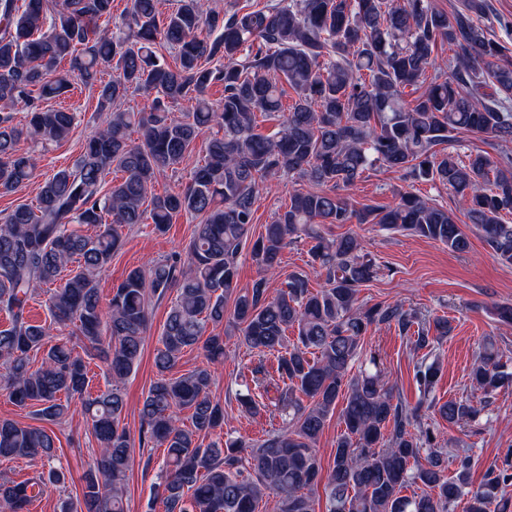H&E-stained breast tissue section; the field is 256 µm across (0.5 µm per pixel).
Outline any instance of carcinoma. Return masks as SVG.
Listing matches in <instances>:
<instances>
[{"instance_id": "carcinoma-1", "label": "carcinoma", "mask_w": 512, "mask_h": 512, "mask_svg": "<svg viewBox=\"0 0 512 512\" xmlns=\"http://www.w3.org/2000/svg\"><path fill=\"white\" fill-rule=\"evenodd\" d=\"M156 2L131 0L116 19L112 0H0V193L35 178V158L17 148L21 138L42 145L70 138L74 113L46 102L69 92L73 81L95 91L98 111L107 113L72 165L39 186L36 205L0 216V313L10 320L0 330V363L8 370L0 386L16 405L40 406L50 422L64 417L62 400H80L99 443L82 497L63 502L64 512H125L131 448L120 427V383L140 359L150 302L172 288L177 301L141 409V442L167 449L157 487L163 512H257L268 492L278 497V512H312L321 474L316 445L338 405L343 430L324 484L326 512H455L463 499L465 512H512V448L477 487L466 453L456 457L455 474L445 475L438 432L421 422L420 406L450 424L474 422L481 409L463 398L439 406L428 400L438 365L416 366L422 399L415 407L395 396L376 354L352 372L373 328L393 326L423 350L451 325L444 317L429 325L399 303L359 302L380 265L355 234L324 231L328 224H377L469 251L454 213L409 191L386 207L354 208L343 191L382 167L405 181L448 187L492 256L512 265V224L504 219L512 214V62L481 22L487 0H464L451 15L433 0H277L225 12L209 0H176L166 16ZM445 43L456 48L448 72L428 80ZM167 48L174 49L171 64L161 53ZM64 61L69 69L62 73ZM110 66L118 74L104 82L99 74ZM280 78L295 92L290 105ZM216 84L224 87L218 101L209 97ZM417 85L423 91L407 100L406 88ZM130 93L152 98L150 110L120 111ZM185 100L191 110L171 115ZM19 105L29 114L21 128L10 113ZM259 114L278 118L277 130L256 132ZM208 127L218 134L188 181L153 193L156 173L186 163ZM465 132L489 140L497 154L460 159L450 147ZM114 167L123 177L107 188L104 176ZM271 175L308 188L294 190L253 241L255 205ZM181 214L199 219L186 256L130 270L102 305L99 280L122 246L123 228L149 219L164 233ZM81 224L95 232L83 233ZM302 236L314 241L322 286L312 292L291 273L269 295L283 250ZM247 247L260 275L239 289L237 257ZM50 285L53 323L71 328L53 344L52 327L32 322L26 311L29 298ZM225 322L260 357L253 387L239 394L241 406L277 415L282 426L261 440L229 435L205 446L200 437L224 425V406L210 393V365L224 357V337L206 329ZM188 349L202 351L206 365L171 376ZM41 350L35 369L31 355ZM267 356L276 361L273 374ZM87 357L112 375V386L95 395ZM500 358L487 342L469 372L486 406L506 378ZM277 380L282 393L272 402L269 387ZM55 448L46 428L0 418V459L50 458ZM63 479L57 471L20 482L0 475V512H28ZM411 484L419 492L409 497L403 491Z\"/></svg>"}]
</instances>
